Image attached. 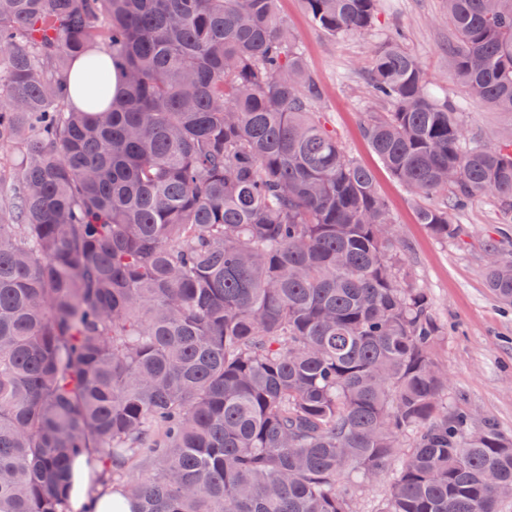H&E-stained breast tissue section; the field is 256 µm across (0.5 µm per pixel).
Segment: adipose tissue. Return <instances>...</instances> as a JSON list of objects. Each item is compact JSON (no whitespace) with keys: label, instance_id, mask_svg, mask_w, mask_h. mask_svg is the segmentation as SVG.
Returning <instances> with one entry per match:
<instances>
[{"label":"adipose tissue","instance_id":"ef3b65f1","mask_svg":"<svg viewBox=\"0 0 512 512\" xmlns=\"http://www.w3.org/2000/svg\"><path fill=\"white\" fill-rule=\"evenodd\" d=\"M70 505L73 512H137L138 503L122 487H105L96 482L83 459L73 463Z\"/></svg>","mask_w":512,"mask_h":512}]
</instances>
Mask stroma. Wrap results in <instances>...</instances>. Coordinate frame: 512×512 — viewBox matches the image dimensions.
I'll return each instance as SVG.
<instances>
[{"mask_svg": "<svg viewBox=\"0 0 512 512\" xmlns=\"http://www.w3.org/2000/svg\"><path fill=\"white\" fill-rule=\"evenodd\" d=\"M278 13L297 36L306 65L324 91L320 109L346 153L375 175L393 214L399 245L427 288L448 335L437 351L448 372V405L470 411L474 424L494 420L512 434V309L487 290L483 278L489 238L512 236V214L491 199L460 212L463 243H444L419 224L418 199L396 180L363 135L367 119L388 112L368 85L374 50L393 33L421 64L433 91L464 112L467 136L493 141L512 127V114L471 100L455 83L448 61L446 0H379L374 24L360 33L329 37L312 26L301 0H278Z\"/></svg>", "mask_w": 512, "mask_h": 512, "instance_id": "1", "label": "stroma"}]
</instances>
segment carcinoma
<instances>
[{
  "label": "carcinoma",
  "instance_id": "obj_1",
  "mask_svg": "<svg viewBox=\"0 0 512 512\" xmlns=\"http://www.w3.org/2000/svg\"><path fill=\"white\" fill-rule=\"evenodd\" d=\"M277 2L0 0V143L21 158L0 196V512H71L90 451L138 512H354L348 476L407 439L380 512L504 501L512 437L443 405L445 327ZM302 2L333 37L377 9ZM448 29L457 82L512 113V0H448ZM368 81L391 107L371 149L441 197L419 223L459 242L467 203L512 212V128L466 137L395 38ZM486 252L512 308V254Z\"/></svg>",
  "mask_w": 512,
  "mask_h": 512
}]
</instances>
